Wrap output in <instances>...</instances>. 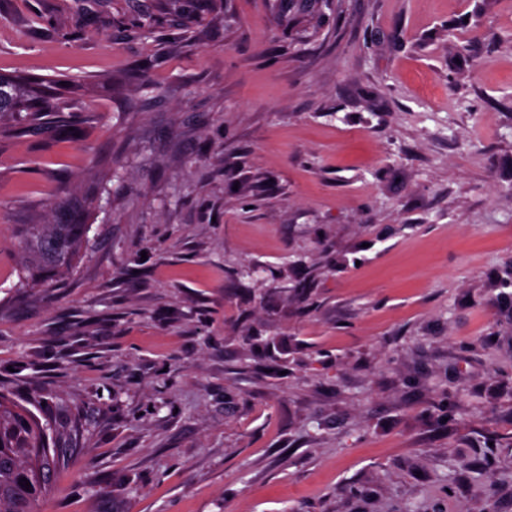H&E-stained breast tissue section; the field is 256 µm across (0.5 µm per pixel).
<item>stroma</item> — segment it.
Listing matches in <instances>:
<instances>
[{"label": "stroma", "instance_id": "35a3bbf8", "mask_svg": "<svg viewBox=\"0 0 512 512\" xmlns=\"http://www.w3.org/2000/svg\"><path fill=\"white\" fill-rule=\"evenodd\" d=\"M288 15L0 0L77 128L0 113V391L72 449L40 512H512V0ZM66 220L20 225V274L25 284L50 286L71 270L87 241L86 201L58 204Z\"/></svg>", "mask_w": 512, "mask_h": 512}]
</instances>
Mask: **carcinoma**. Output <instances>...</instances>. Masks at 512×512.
Returning <instances> with one entry per match:
<instances>
[{
	"instance_id": "1",
	"label": "carcinoma",
	"mask_w": 512,
	"mask_h": 512,
	"mask_svg": "<svg viewBox=\"0 0 512 512\" xmlns=\"http://www.w3.org/2000/svg\"><path fill=\"white\" fill-rule=\"evenodd\" d=\"M0 100L7 103L3 111L16 113L30 126L58 112L53 83L27 75L0 74ZM58 207L66 216L63 222L20 225V274L27 285L56 282L74 267L87 241L86 202ZM47 426L0 393V512H38L40 499L52 491V476L67 464L69 449L46 453Z\"/></svg>"
}]
</instances>
